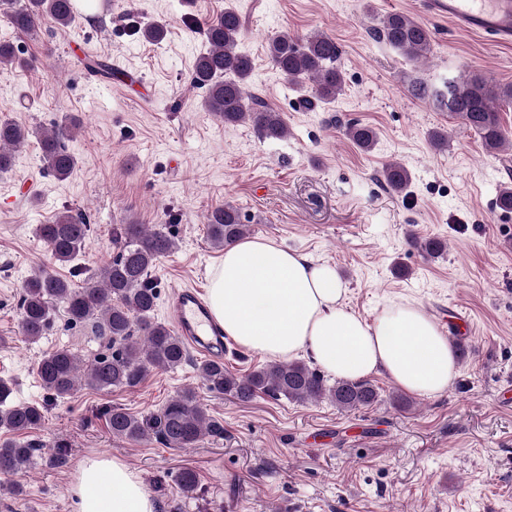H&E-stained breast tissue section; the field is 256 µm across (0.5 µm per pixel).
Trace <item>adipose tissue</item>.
Returning <instances> with one entry per match:
<instances>
[{
  "instance_id": "1",
  "label": "adipose tissue",
  "mask_w": 512,
  "mask_h": 512,
  "mask_svg": "<svg viewBox=\"0 0 512 512\" xmlns=\"http://www.w3.org/2000/svg\"><path fill=\"white\" fill-rule=\"evenodd\" d=\"M205 302L227 337L272 359L309 353L330 375L362 379L385 371L407 392H445L460 369L438 324L409 303L366 321L344 305L334 267L262 237L239 240L208 271ZM75 512H157L158 505L123 461L79 463L69 486Z\"/></svg>"
}]
</instances>
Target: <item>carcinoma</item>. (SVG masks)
<instances>
[{"instance_id":"obj_1","label":"carcinoma","mask_w":512,"mask_h":512,"mask_svg":"<svg viewBox=\"0 0 512 512\" xmlns=\"http://www.w3.org/2000/svg\"><path fill=\"white\" fill-rule=\"evenodd\" d=\"M13 27L31 32L44 21L68 26L74 15L69 0H25L24 6L9 12ZM144 40L160 43L167 30L162 23L136 28ZM208 48L195 61L192 82L204 90L202 105L226 125L249 122L264 139H281L287 133L282 114L265 105L252 91L254 65L251 57L238 50L243 31L240 13L228 7L224 13L203 24ZM373 31L410 61L427 57L432 48L428 27L410 16L395 12L376 18ZM271 66L286 81L300 87L311 86L302 106L314 110L330 104L344 93V79L337 61L339 48L326 35L302 39L286 31L272 34L267 42ZM411 94L429 98L444 111L461 118L489 150H512L502 128L498 106L512 102V84L493 83L480 75L451 77L438 89L422 82L410 87ZM71 126L62 125L40 140L41 160L57 180L68 179L77 164L66 145ZM29 131L19 124L0 119V172L14 164L15 151ZM345 134L362 150L371 149L376 132L361 124H349ZM383 180L389 191L403 192L410 183L408 169L398 161L387 163ZM208 237L216 248L232 245L248 234L240 210L230 203L211 209L207 216ZM90 225L80 214L60 212L52 223L41 224L38 236L48 245L51 258L67 264L79 255L89 239ZM118 246L112 261L74 288L49 271L32 275L23 285L20 298V326L30 342L38 341L50 327L56 307L65 312L72 325L90 326L98 337L112 344V351L85 360L68 348L44 354L37 375L54 399L65 398L83 387L96 390L134 389L156 371L175 370L188 359L183 340L169 325L155 319L159 291L150 273L159 259L176 247L174 237L163 230L149 232L142 224H119L113 229ZM413 246L435 258L447 250L440 238L411 240ZM196 370L201 383L215 396L249 402L259 396L284 397L298 403L327 399L341 411L353 412L378 402L377 388L368 380L339 379L333 385L315 369L299 361H279L238 376L224 362L209 360ZM10 384L0 379V463L6 472H19L34 464L37 447L13 434L38 428L46 407L12 403ZM109 432L134 441L156 440L166 448H195L206 435H222L224 427L215 421L200 402L196 391L187 388L171 397L157 412L137 416L120 408L106 410Z\"/></svg>"}]
</instances>
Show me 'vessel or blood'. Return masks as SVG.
I'll use <instances>...</instances> for the list:
<instances>
[{
  "label": "vessel or blood",
  "instance_id": "vessel-or-blood-1",
  "mask_svg": "<svg viewBox=\"0 0 512 512\" xmlns=\"http://www.w3.org/2000/svg\"><path fill=\"white\" fill-rule=\"evenodd\" d=\"M424 10L467 33L512 44V0H424ZM170 311L178 336L202 354L223 359L229 350L228 340L211 318L198 289H178Z\"/></svg>",
  "mask_w": 512,
  "mask_h": 512
}]
</instances>
